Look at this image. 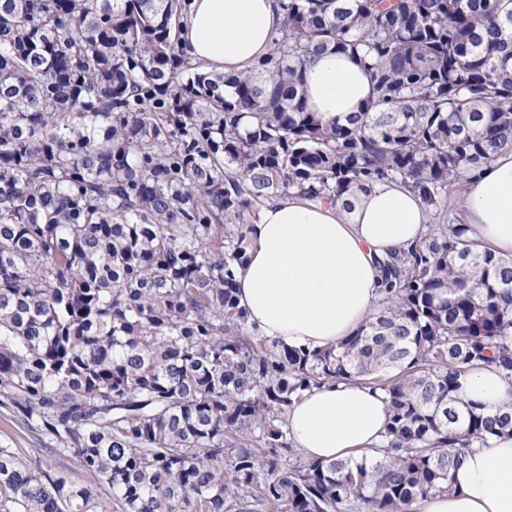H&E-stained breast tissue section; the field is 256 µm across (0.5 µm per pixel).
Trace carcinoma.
I'll use <instances>...</instances> for the list:
<instances>
[{
    "label": "carcinoma",
    "mask_w": 512,
    "mask_h": 512,
    "mask_svg": "<svg viewBox=\"0 0 512 512\" xmlns=\"http://www.w3.org/2000/svg\"><path fill=\"white\" fill-rule=\"evenodd\" d=\"M277 7L268 58L225 75L179 47L183 0L0 5V407L48 454L0 448V512H404L512 435V406L460 395L485 366L512 385V258L445 210L512 148V0ZM327 51L372 86L343 118L306 105ZM380 180L431 223L379 261L376 312L334 348L258 336L247 224L292 193L350 211ZM343 380L385 392L383 441L296 455L284 413Z\"/></svg>",
    "instance_id": "obj_1"
}]
</instances>
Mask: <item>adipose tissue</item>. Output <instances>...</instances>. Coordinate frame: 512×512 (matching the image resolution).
Here are the masks:
<instances>
[{"label": "adipose tissue", "instance_id": "1", "mask_svg": "<svg viewBox=\"0 0 512 512\" xmlns=\"http://www.w3.org/2000/svg\"><path fill=\"white\" fill-rule=\"evenodd\" d=\"M281 23L275 0H190L181 46L208 68L246 73L268 54ZM303 81L308 109L331 117L359 111L371 94L363 69L343 54L311 57ZM459 208L476 239L512 255V149L468 179ZM428 221L423 201L392 182L375 185L349 215L330 202L270 199L248 226L239 305L269 339L336 345L374 312L384 279L379 259L419 241ZM462 394L491 409L512 404V385L492 367L467 376ZM284 421L295 448L339 460L379 444L388 414L381 392L345 381L304 392ZM407 512H512V436L473 448L454 472L451 492L420 497Z\"/></svg>", "mask_w": 512, "mask_h": 512}]
</instances>
